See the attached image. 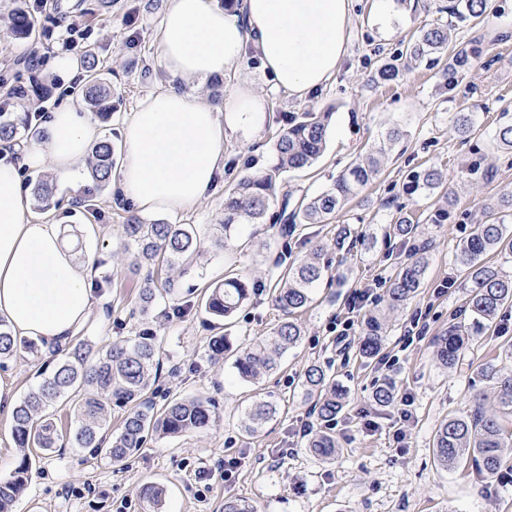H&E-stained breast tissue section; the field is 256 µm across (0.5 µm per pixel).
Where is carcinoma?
<instances>
[{"label": "carcinoma", "instance_id": "obj_1", "mask_svg": "<svg viewBox=\"0 0 512 512\" xmlns=\"http://www.w3.org/2000/svg\"><path fill=\"white\" fill-rule=\"evenodd\" d=\"M486 2L454 0L448 11L455 18L477 19L484 14ZM447 51L448 26L426 24L393 57V62L381 65L378 77L392 81L399 78L412 62L426 61L434 65L446 56L449 62L444 65L443 72L452 78L471 67L472 53L461 48L449 56ZM84 67L86 78L81 92L86 105L101 116L111 115L112 96L97 74L93 53L86 56ZM331 117L330 112H306L279 133L273 144L277 165L264 174L245 175L237 181L231 196L224 202V223L217 225L214 246L224 245L242 224L263 223L270 204L280 196L283 197L284 224L289 228L298 224H327L377 176L381 159L373 153L355 161L331 188L288 210V194L282 192L280 174L307 168L322 155ZM453 128L460 137L470 135L474 129L472 113H456ZM18 130V120L8 112H0V140L15 139ZM115 164L116 151L112 142H98L92 152L91 174L100 186L109 184ZM441 184V172L428 168L411 176L408 189L430 192ZM52 193V183L47 180L40 179L35 183L33 195L41 206H49ZM417 229L412 218L401 212L389 225V234L408 240L416 235ZM123 233L125 251L130 255V267L134 272L155 266L173 271L203 255L200 237L191 224H168L161 220L145 224L129 220L123 225ZM491 252L512 253V233L504 221L495 216L493 209L487 212V220L477 226L456 252V265L463 271L468 288L465 311L473 326L484 327L492 323L502 309L512 306V277L485 260ZM328 268L321 248L297 258L288 266L273 298L282 318L270 336L238 352L234 368L239 379L255 383L274 372L283 354L300 343L303 328L296 314L309 306L312 289ZM425 271L422 252L400 267L387 290L389 309L397 310L414 297ZM174 289V280L168 278L160 286L152 275H146L139 291L141 311H147L157 298ZM249 298L247 282L238 277H226L223 283L206 293L204 308L217 318H229ZM469 326L454 323L447 333L437 338L436 358L441 366L451 369L460 362L470 342ZM384 332V319L372 316L367 320L358 349L361 358L369 361L377 356ZM208 349L210 357L219 362L232 350V344L227 336H213ZM37 351L35 341L16 335L9 324L0 319V361ZM159 354L156 336L147 332L107 349L80 341L66 352L54 372L44 378L37 389L29 392L13 411L11 432L21 458L11 475L0 479V512H12L15 501L27 490L33 468L32 449L46 453L57 448L62 433L49 409L61 400L71 402L78 419V426L70 437L72 447L89 448L93 454H101L113 463L144 447L152 435L179 436L210 428L216 420V407L207 399L188 398L156 408L151 393L158 377ZM476 377L496 389L497 409L488 413L480 406L469 415L450 416L444 420L435 431L434 457L444 469L470 461L480 473L493 477L512 454V430L505 424V419L512 417V372L487 362L478 367ZM302 388L306 397L313 400L321 421L336 420L345 406L346 392L322 366L312 363L306 367ZM395 399L396 388L387 380L373 390L372 401L378 407H387ZM114 405L124 409V416L118 431L107 441L104 433L110 427ZM275 414L276 406L272 402H256L244 423L246 435L258 433ZM308 447L318 456L332 457L339 444L333 434L320 429L312 433Z\"/></svg>", "mask_w": 512, "mask_h": 512}]
</instances>
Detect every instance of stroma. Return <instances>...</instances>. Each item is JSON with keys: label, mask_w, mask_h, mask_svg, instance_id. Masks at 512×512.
<instances>
[{"label": "stroma", "mask_w": 512, "mask_h": 512, "mask_svg": "<svg viewBox=\"0 0 512 512\" xmlns=\"http://www.w3.org/2000/svg\"><path fill=\"white\" fill-rule=\"evenodd\" d=\"M21 0H0V80L12 87L46 85L44 104L55 112L73 99L79 73L60 70V61L82 63L93 50L97 71L112 95V117L98 122L99 135L121 143L123 123L140 101L164 88L168 75L160 63L155 35L166 0H48L33 17V32L20 38L4 23ZM449 0H394L392 25L375 22L376 0H355V20L346 35L347 54L336 76L306 100L275 91L254 55H246L239 75L266 94L271 107L255 135L224 138V168L208 196L176 214H137L117 189L98 186L90 172L77 185L56 182L47 210L32 209L38 220L57 222L66 248L76 260L94 256L98 267L93 306L79 339L99 348L147 330L160 347V374L154 385L156 404L175 398L215 401L218 419L210 429L186 436L153 437L119 463L71 447L60 440L33 469L27 491L13 512H147L141 493L145 483L163 485L160 512H224V500L248 501L255 512H512V471L486 477L471 465L439 468L433 436L448 416L471 412L476 398L489 394L474 371L493 362L512 370V309L475 332L463 359L443 368L434 340L460 317L466 290L454 262L459 244L485 220L487 205L512 192V152L499 148L496 134L512 123V0H489L481 23L453 19ZM82 14L87 38L80 52L62 50L48 36L56 21ZM452 24V44L476 51L474 66L448 83L441 68L414 65L396 81L377 79L378 67L401 50L426 23ZM40 64L29 68L26 55ZM473 112L476 124L467 139L452 130L456 112ZM331 112L324 155L310 169L287 172L282 188L290 202L329 189L355 160L382 151L379 174L348 201L328 224H308L283 235L271 218L241 226L226 246H210L214 224L224 217V197L246 174L263 173L276 163L273 143L287 118L304 112ZM397 128L403 136L389 142ZM438 168L444 184L434 192L408 193L410 174ZM407 212L418 226L415 242L389 236L397 212ZM140 215L150 223L194 225L209 247L197 264L179 277L175 294L141 313L140 278L130 271L121 249V226ZM353 233L336 249L338 227ZM373 235L372 244L357 234ZM325 247L330 277L313 291L298 320L304 336L283 358L278 370L256 385L240 381L230 362H213L207 344L215 333L230 337L241 350L266 336L280 320L271 293L279 275V255H304ZM426 250L421 287L398 310L386 308V283L414 247ZM233 272L254 283L248 302L226 321H217L203 305L207 287ZM373 294L352 309L354 294ZM385 316L388 330L378 359L356 354L369 315ZM353 318L347 347H339L334 321ZM419 319L424 333L406 343V328ZM56 351L0 362V379L15 397L35 387L54 370ZM393 360L384 370L383 360ZM320 364L347 390L343 411L331 425L340 451L322 459L307 446L308 430L320 420L301 387L307 365ZM390 379L408 398L412 417L400 422L397 406L377 408L371 401L376 381ZM274 402L278 412L254 437L243 431L244 414L253 397ZM374 429H366V421ZM235 464L231 477L219 465Z\"/></svg>", "instance_id": "stroma-1"}]
</instances>
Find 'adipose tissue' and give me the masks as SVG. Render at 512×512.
Instances as JSON below:
<instances>
[{
    "instance_id": "ef3b65f1",
    "label": "adipose tissue",
    "mask_w": 512,
    "mask_h": 512,
    "mask_svg": "<svg viewBox=\"0 0 512 512\" xmlns=\"http://www.w3.org/2000/svg\"><path fill=\"white\" fill-rule=\"evenodd\" d=\"M352 21V0H239L233 9L216 0H168L156 41L171 82L124 124V197L141 212L194 207L223 167L225 134L258 130L269 101L244 80L218 106L191 84L241 65L250 44L278 90L305 98L335 76ZM97 138L77 106L66 105L24 160L71 181ZM93 276L92 259L76 260L63 248L58 225L29 216L18 170L0 157V317L17 335L67 345L88 318Z\"/></svg>"
}]
</instances>
